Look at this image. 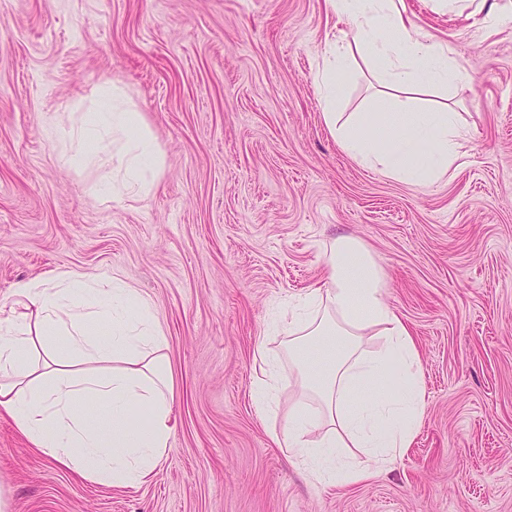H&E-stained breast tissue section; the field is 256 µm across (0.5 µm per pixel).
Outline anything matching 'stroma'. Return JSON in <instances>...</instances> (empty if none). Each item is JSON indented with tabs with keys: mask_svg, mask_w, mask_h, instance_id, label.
Instances as JSON below:
<instances>
[{
	"mask_svg": "<svg viewBox=\"0 0 512 512\" xmlns=\"http://www.w3.org/2000/svg\"><path fill=\"white\" fill-rule=\"evenodd\" d=\"M471 84L441 88L463 165L415 185L359 165L329 135L314 84L337 34L325 0H0V303L17 284L117 276L167 337L175 429L150 482L113 487L31 450L0 415V512H512V0L448 13L404 0ZM121 86L165 159L147 200L102 205L109 172H73L46 115ZM383 92L354 64L338 111ZM359 239L421 355L410 448L363 481L314 482L252 399L258 346L282 352L276 305Z\"/></svg>",
	"mask_w": 512,
	"mask_h": 512,
	"instance_id": "obj_1",
	"label": "stroma"
}]
</instances>
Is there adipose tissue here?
Listing matches in <instances>:
<instances>
[{
  "instance_id": "ef3b65f1",
  "label": "adipose tissue",
  "mask_w": 512,
  "mask_h": 512,
  "mask_svg": "<svg viewBox=\"0 0 512 512\" xmlns=\"http://www.w3.org/2000/svg\"><path fill=\"white\" fill-rule=\"evenodd\" d=\"M327 6L346 25L348 46L390 88L428 94L470 83L446 45L407 24L397 0H327ZM350 64L348 55L329 51L315 76L324 122L343 151L417 185L457 167L464 136L447 104L425 112L381 104L343 118L336 105ZM95 96L92 111L65 123L49 120L47 138L60 142L67 169L112 164L111 177L96 188L101 202L149 197L164 167L153 131L114 83H100ZM324 264L320 282L275 325L287 338L303 401L273 438L289 458L308 464L317 482L355 483L409 448L424 409L421 359L361 241L337 238ZM12 296L13 306L0 305V409L58 467L112 486L148 483L174 430L167 338L149 301L117 279L81 275L24 282ZM370 333L378 340L373 350ZM59 338L66 352L58 351ZM255 363L253 399L268 414L277 399V362L261 350ZM87 403L94 412L84 411ZM142 409L150 414L145 425L137 416ZM102 419L112 424L111 441L101 438ZM346 448L361 449L364 461L345 459Z\"/></svg>"
}]
</instances>
